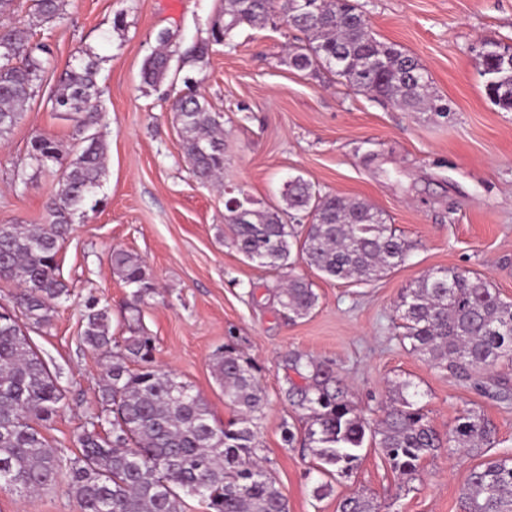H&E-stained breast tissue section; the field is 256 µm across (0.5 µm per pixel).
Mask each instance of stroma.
<instances>
[{"label":"stroma","mask_w":512,"mask_h":512,"mask_svg":"<svg viewBox=\"0 0 512 512\" xmlns=\"http://www.w3.org/2000/svg\"><path fill=\"white\" fill-rule=\"evenodd\" d=\"M356 2L378 40L421 61L448 104L447 117L409 112L330 75L289 68L286 46L305 36L281 22L242 27L231 47L211 46L206 61L185 65L174 85L144 86L141 67L157 34L171 32L184 48L208 38L221 0H66L64 20L44 25L31 0H18L9 24L45 39L53 60L23 119L0 141V224L46 223L55 177L28 152L40 136L79 150L73 121L52 110L49 95L67 67L87 56L99 63L97 132L107 144L95 202L75 213L59 253L70 294L55 303L50 327L28 331L65 394L43 430L58 454L79 455L77 433L98 413L108 360L80 339L91 297L109 306L114 339L136 330L151 336L156 366L190 384L218 421L234 412L215 380L214 354L231 342L253 361L267 396L257 453L274 471L289 512H336L358 490L374 497L380 512H460V490L481 461L442 450L406 483L368 447L353 475L315 500L312 455L283 439L285 430L304 427L286 393L285 358L293 351L330 361L364 411L379 410L392 385L409 380L439 431L473 409L496 426L501 449L512 451V400L461 385L395 338L401 292L430 271H470L512 300V112L488 98L479 56L485 41L512 45V0ZM186 89L223 116L225 185L269 204L300 176L320 192L366 199L414 243L406 263L369 284L329 280L297 265L319 302L309 317L288 320L278 303L283 271L243 260L228 239L223 192L189 170L171 109ZM116 248L137 254L153 277L136 322L127 311L132 290L112 272ZM0 512L80 506L62 478L29 495L0 491Z\"/></svg>","instance_id":"obj_1"}]
</instances>
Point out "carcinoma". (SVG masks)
Segmentation results:
<instances>
[{"label": "carcinoma", "instance_id": "carcinoma-1", "mask_svg": "<svg viewBox=\"0 0 512 512\" xmlns=\"http://www.w3.org/2000/svg\"><path fill=\"white\" fill-rule=\"evenodd\" d=\"M40 24L63 19L65 0H33ZM220 20L209 39L181 52L172 36L158 35L159 50L141 69L143 84L156 87L171 76V60L201 62L209 46L227 45L237 28L264 26L282 16L306 35L307 43L288 50V66L314 76L326 72L351 89L382 97L413 112L448 116V105L432 90L414 55L376 39L368 20L351 0H307L303 10L292 0H223ZM503 45L488 43L482 56L485 89L504 110L512 111V62ZM48 45L28 30L0 26V139L7 137L24 106L40 86L48 64ZM381 69L367 68L370 59ZM98 63L82 61L66 70L53 108L72 115L85 143L63 160L55 140L34 141L30 159L40 167L57 166V190L42 225L0 224V279L18 285L13 306L0 309V490L28 493L66 475L81 512H185V497H198L207 512H288L275 476L256 458L255 420L266 396L253 362L227 343L214 354L217 381L237 417L216 424L207 402L186 382L152 366L148 336L113 340L108 307L88 301L82 343L109 358L100 389V414L111 430L102 434L89 422L77 442L81 455L61 457L41 427L53 420L64 398L56 376L33 348L19 317L37 328L51 325L55 302L69 295L60 278L57 255L70 235L72 215L100 186L106 143L89 133L102 120L98 111ZM173 108L180 123L181 146L193 175L206 182L224 174V123L205 97L178 96ZM309 220L294 223L297 216ZM230 243L244 260L272 270H288L279 304L291 319L309 315L318 303L312 284L293 273L298 260L336 281L370 283L405 262L414 244L395 233L383 213L363 200L322 194L298 176L288 181L282 203L225 205ZM112 269L133 288L130 309L138 311L152 288L141 258L115 248ZM399 343L409 344L428 365L446 369L463 381L486 388L477 375L512 358V301L479 276L455 267L426 274L405 289L398 304ZM135 363L138 368L130 369ZM290 368L304 381L288 388V399L303 412V447L317 460L319 478L313 497L332 492V481L348 477L369 443L379 448L392 471L411 480L428 457L443 448L487 454L498 445L495 426L475 410L458 417L445 434L437 431L419 404L411 381L397 386L384 415L368 417L348 398L343 381L327 362L293 352ZM461 512H512V453L500 452L476 465L459 495ZM337 512H379L373 499L354 493Z\"/></svg>", "mask_w": 512, "mask_h": 512}]
</instances>
